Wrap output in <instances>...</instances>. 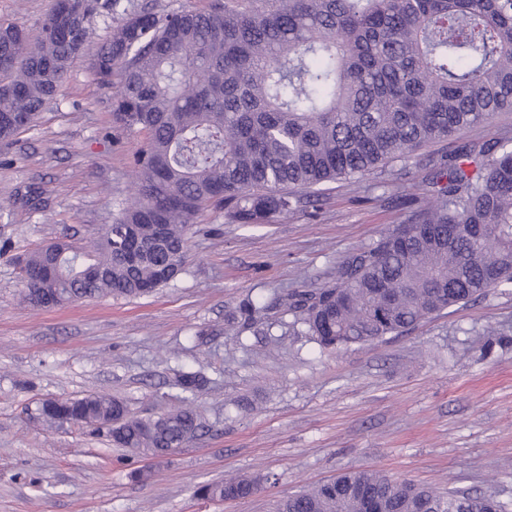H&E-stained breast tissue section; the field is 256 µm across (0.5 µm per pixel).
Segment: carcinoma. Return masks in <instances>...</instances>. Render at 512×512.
<instances>
[{
	"mask_svg": "<svg viewBox=\"0 0 512 512\" xmlns=\"http://www.w3.org/2000/svg\"><path fill=\"white\" fill-rule=\"evenodd\" d=\"M112 14L95 52L114 123L144 131L130 202L89 262L58 242L25 269L51 267L54 305L140 298L181 272L189 224L211 205L231 224H270L326 183L360 181L430 144L512 112V0H224L208 11L130 12L122 0H55L37 40L0 24V140L34 123L86 50V21ZM463 142L429 158L433 199L346 263L336 284L284 299L328 349L369 344L512 285V149ZM38 418L102 431L156 458L203 428L184 404L134 416L104 394L43 400ZM261 476L198 487L204 500L252 495ZM506 512L495 498L441 492L373 469L275 503V512Z\"/></svg>",
	"mask_w": 512,
	"mask_h": 512,
	"instance_id": "obj_1",
	"label": "carcinoma"
}]
</instances>
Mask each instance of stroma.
<instances>
[{
  "mask_svg": "<svg viewBox=\"0 0 512 512\" xmlns=\"http://www.w3.org/2000/svg\"><path fill=\"white\" fill-rule=\"evenodd\" d=\"M54 0H0V22L37 36ZM111 15L89 19L87 52L35 125L0 143V512H271L275 500L371 468L439 491L493 495L512 510V287L407 333L336 350L318 346L282 305L295 289L335 283L352 255L423 205L429 153L366 179L324 186L316 210L270 224H229L208 210L176 279L137 299L42 308L19 262L57 240L87 248L127 204L130 160L147 135L112 122L93 52ZM263 306L244 320L243 302ZM183 371L206 384L187 396ZM106 393L141 415L189 398L204 427L146 463L105 435L33 417L47 398ZM149 468L148 480L132 471ZM267 481L213 504L197 486Z\"/></svg>",
  "mask_w": 512,
  "mask_h": 512,
  "instance_id": "1",
  "label": "stroma"
}]
</instances>
